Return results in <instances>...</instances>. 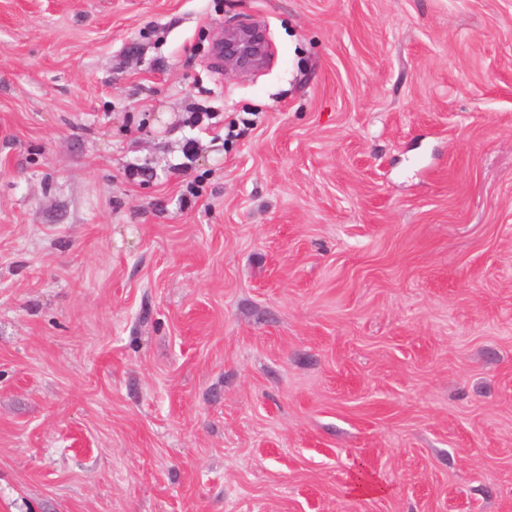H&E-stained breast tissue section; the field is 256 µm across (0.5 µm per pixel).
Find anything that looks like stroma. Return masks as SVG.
<instances>
[{"instance_id": "obj_1", "label": "stroma", "mask_w": 512, "mask_h": 512, "mask_svg": "<svg viewBox=\"0 0 512 512\" xmlns=\"http://www.w3.org/2000/svg\"><path fill=\"white\" fill-rule=\"evenodd\" d=\"M0 512H512V0H0ZM248 33L251 31L243 29L224 31V61L245 65L256 59L261 49L259 38Z\"/></svg>"}]
</instances>
